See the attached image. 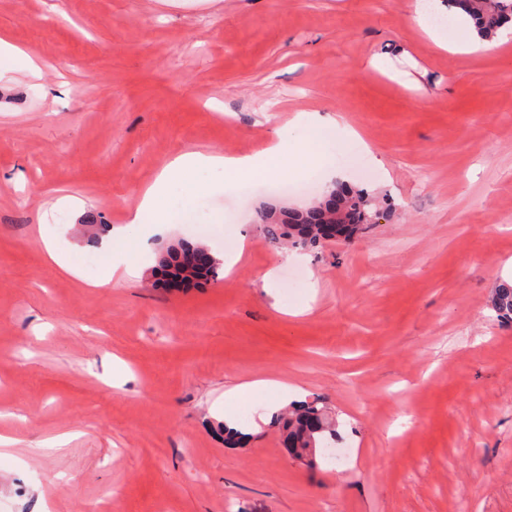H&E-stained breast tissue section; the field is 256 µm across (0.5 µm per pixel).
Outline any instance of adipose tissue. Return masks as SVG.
<instances>
[{
	"label": "adipose tissue",
	"instance_id": "adipose-tissue-1",
	"mask_svg": "<svg viewBox=\"0 0 512 512\" xmlns=\"http://www.w3.org/2000/svg\"><path fill=\"white\" fill-rule=\"evenodd\" d=\"M294 124H307L308 136L304 139L291 137L289 131H279L275 140L263 151L245 156L227 155L218 150L185 151L172 157L154 182L141 194L131 211L127 226L112 230L113 243L107 246V267L101 279L110 284L116 277L133 279L139 270L131 265L123 242L131 227L151 226L154 232H163L173 224L179 214V205L189 204L191 199L204 192V184L196 175L203 170H220L228 181H255L277 177L287 168L303 162L321 160L328 138L340 130L338 119L330 116H308L298 113Z\"/></svg>",
	"mask_w": 512,
	"mask_h": 512
}]
</instances>
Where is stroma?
Segmentation results:
<instances>
[{"mask_svg": "<svg viewBox=\"0 0 512 512\" xmlns=\"http://www.w3.org/2000/svg\"><path fill=\"white\" fill-rule=\"evenodd\" d=\"M415 0H0L38 64L0 85V512H512V41L453 55ZM337 117L325 163L376 196L352 241L286 250L219 174L161 234L139 284L59 197L126 223L175 153L252 155L295 113ZM52 240L60 262L45 249ZM179 239L243 249L201 287L150 286ZM273 271V287L262 276ZM254 379L335 414L344 461L290 459ZM248 439L225 447V409ZM416 22L418 26L430 36L433 42L440 48L448 50L452 53L457 54H465L472 53L480 48L479 44L464 42L459 45H451L448 46V42L442 37L440 31L433 27L430 18L428 15L422 10V8L417 5L416 7ZM491 306L498 317L512 319V285L508 281L497 285L491 298ZM291 391L292 388L286 383L263 379L244 382L232 389L235 394L264 392L269 397H275V399H288Z\"/></svg>", "mask_w": 512, "mask_h": 512, "instance_id": "obj_1", "label": "stroma"}]
</instances>
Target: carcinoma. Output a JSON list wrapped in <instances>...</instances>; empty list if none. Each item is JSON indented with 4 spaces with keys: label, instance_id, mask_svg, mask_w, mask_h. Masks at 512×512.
<instances>
[{
    "label": "carcinoma",
    "instance_id": "cac0c4a2",
    "mask_svg": "<svg viewBox=\"0 0 512 512\" xmlns=\"http://www.w3.org/2000/svg\"><path fill=\"white\" fill-rule=\"evenodd\" d=\"M449 6L462 11L482 41L492 40L498 31L512 22V0H448ZM378 212L376 200L368 193L343 183H334L316 202L305 207H291L279 199L267 201L259 214L265 237L274 245L306 249L319 243L323 224H339L345 238L362 232ZM222 261L202 243L185 242L169 245L157 258L154 275L164 273L177 278L194 273L195 279H214ZM497 316L512 319V285L503 281L491 298ZM274 425L288 439L293 458L313 465L318 449L336 440V420L324 407L293 404L274 418Z\"/></svg>",
    "mask_w": 512,
    "mask_h": 512
}]
</instances>
